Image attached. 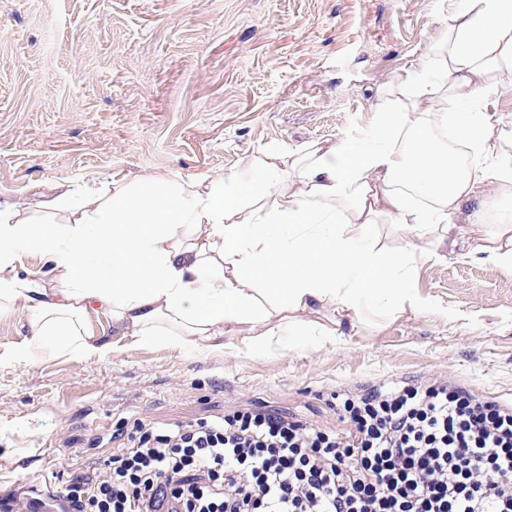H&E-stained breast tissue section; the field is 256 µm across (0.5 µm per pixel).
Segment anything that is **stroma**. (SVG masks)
Wrapping results in <instances>:
<instances>
[{
  "label": "stroma",
  "instance_id": "35a3bbf8",
  "mask_svg": "<svg viewBox=\"0 0 512 512\" xmlns=\"http://www.w3.org/2000/svg\"><path fill=\"white\" fill-rule=\"evenodd\" d=\"M461 0H0V197L36 211L145 176L244 171L260 151L359 135ZM427 308L351 323L334 340L257 350L225 333L192 351L118 335L106 357L44 353L0 366V480L65 486L143 418L189 424L267 406L336 431V395L448 376L512 405V274L471 238L418 264Z\"/></svg>",
  "mask_w": 512,
  "mask_h": 512
}]
</instances>
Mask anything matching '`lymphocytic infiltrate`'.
<instances>
[{"label":"lymphocytic infiltrate","mask_w":512,"mask_h":512,"mask_svg":"<svg viewBox=\"0 0 512 512\" xmlns=\"http://www.w3.org/2000/svg\"><path fill=\"white\" fill-rule=\"evenodd\" d=\"M343 429L263 409L134 420L105 468L74 477L75 512H512V407L450 377L341 402Z\"/></svg>","instance_id":"1"}]
</instances>
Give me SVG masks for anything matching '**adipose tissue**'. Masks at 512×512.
<instances>
[{"label": "adipose tissue", "mask_w": 512, "mask_h": 512, "mask_svg": "<svg viewBox=\"0 0 512 512\" xmlns=\"http://www.w3.org/2000/svg\"><path fill=\"white\" fill-rule=\"evenodd\" d=\"M404 84L381 90L362 136L264 151L241 175L63 191L41 224L0 199V317L23 312L29 330L0 364L108 354L112 341L87 329L94 308L144 342L208 348L230 327L260 350L329 335L308 318L319 306L354 323L414 311L416 261L442 259L463 227L512 273V128L489 110L512 91V0H468ZM382 224L398 247L381 244ZM97 252L108 269L89 263ZM30 253L41 268L23 265Z\"/></svg>", "instance_id": "adipose-tissue-1"}]
</instances>
